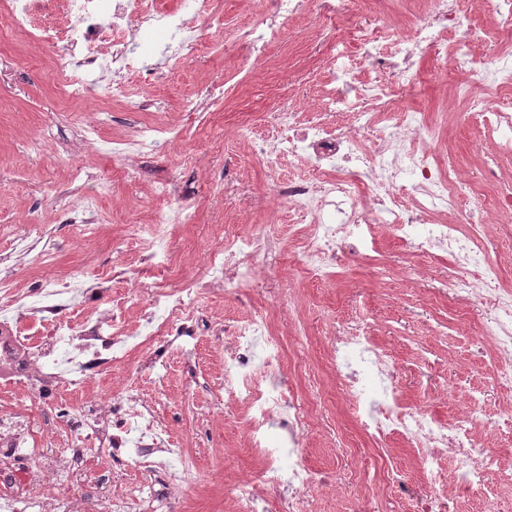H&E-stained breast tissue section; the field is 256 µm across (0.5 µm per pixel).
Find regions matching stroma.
<instances>
[{
  "mask_svg": "<svg viewBox=\"0 0 512 512\" xmlns=\"http://www.w3.org/2000/svg\"><path fill=\"white\" fill-rule=\"evenodd\" d=\"M464 5L480 20L477 52L512 46V22L493 17L485 0H464ZM261 6L262 0H216L218 18L209 31V44L182 71H162L149 81L107 74L102 82L91 83L79 102L64 98L48 70L56 55L54 49L26 46L21 35L0 40V224L42 226L57 243L55 271L70 272L89 265L111 277L116 288L125 287L130 277L151 287L176 285L189 277L175 254L143 265L127 227L129 206H139L144 214L156 207L157 180L172 181L179 203L196 212V223L174 230L180 246L196 256H204L212 247L213 227L223 223L226 215H234L246 226L273 225L274 240L257 279L235 296H205L193 338L194 377L185 376L180 362L172 364L158 412L173 439L191 449L197 461L198 482L173 496L168 512H235L236 482L257 477L245 407L218 387L224 372L225 340L215 331L247 320L258 311H276L277 298L287 289L294 293L301 332L292 334L284 312H276V327L283 332V346L288 351L296 348L299 335L310 336L311 343L304 352L319 373L326 400L323 417L305 442L307 461L320 470L340 466L349 472L347 482L313 491L311 512H404L406 502L399 492L380 494L364 485L368 443L336 395V381L325 368L324 341L344 323L366 320L393 357L408 402L450 422L467 412L469 394L484 390L488 399L481 411L496 417L512 411V389L500 385L495 360L489 349L479 344L492 315L448 297L445 287L453 264L450 256L413 257L405 243L383 224L375 229L377 253L343 257L330 283L309 279L297 260L300 228L290 224L286 207L272 195L273 180L302 175V163L286 158L276 173H269L239 140L237 129L244 120L255 135H263L267 105L257 95L270 83L286 89L293 111L321 108L322 92L337 75L358 76L355 52L348 46L357 21L371 15L402 30L423 5L421 0H384L376 6L366 0L358 11L348 13L340 8L332 15L310 8L256 67L252 96L232 87L223 112L212 116L205 111H184V102L198 99L206 84L224 80L225 40ZM415 70L410 86L396 88L395 107L423 111L438 132L440 154L458 155L462 176L482 196H489L481 167L494 153V141L484 136L456 101L454 74L439 69L432 53L419 57ZM144 99L154 100L156 111L162 112L179 139L173 154L142 157L137 180L129 182L114 172L109 147L113 137L130 135L140 122L148 120V113L134 108ZM102 110L109 119L90 152L80 141V128ZM34 128L40 130L46 145L45 152L38 155L25 148L26 137ZM71 151L87 167L113 173L102 201L103 221L96 239L87 246L77 240L55 197L56 190L71 185L67 158ZM462 210L482 223L486 235L497 238L494 257L502 269L504 285L512 286V239L500 237V216L485 206L474 208L468 200ZM87 393L115 399L134 393L147 398L153 395L154 387L148 380L120 369L97 377ZM340 440L350 448L344 458L336 455ZM106 472L111 473L116 489L145 476L128 459L93 458L88 462L84 489H91L98 475Z\"/></svg>",
  "mask_w": 512,
  "mask_h": 512,
  "instance_id": "1",
  "label": "stroma"
}]
</instances>
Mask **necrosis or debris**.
Wrapping results in <instances>:
<instances>
[{
    "label": "necrosis or debris",
    "instance_id": "necrosis-or-debris-1",
    "mask_svg": "<svg viewBox=\"0 0 512 512\" xmlns=\"http://www.w3.org/2000/svg\"><path fill=\"white\" fill-rule=\"evenodd\" d=\"M212 2L190 0L182 11L161 9L158 0H63L69 22L58 28L31 24L46 0H0V17H8L11 29L24 33L29 42L58 49L53 74L62 79L65 95L76 101L91 76L104 69L114 66L125 74L151 75V63L137 50L143 27L162 32L158 50L167 67L183 69L202 44L196 22L212 20ZM425 2V11L407 34L375 22L364 27L356 39L357 53L404 85L411 83L421 52L451 62L457 99L484 132L496 138L498 150L511 154L512 111L497 103L512 97V68L476 51L474 21L452 0ZM307 5L308 0H272L271 8L257 10L235 32V41L248 50L238 57V70H254L255 56L281 40ZM480 72L486 79L478 85L474 76ZM392 85L378 78L359 83L348 102L346 132L332 127L324 113L304 116L290 110L286 95L273 89L276 103L267 111L270 132L254 149L271 171L286 156L305 163L303 177L274 184L293 223L308 228L298 262L311 279L330 281L339 250L358 256L376 250L372 227L377 215H385L396 235L416 252L431 256L443 251L456 258L448 294L493 312L484 339L498 362L502 384L511 385L512 289L500 281V268L492 258L495 243L482 225L464 228L431 220L433 211L457 209L473 189L455 168L441 164L435 135L426 131L422 112L410 110L393 120ZM170 143L166 123L145 122L130 138L113 141L112 155L131 178L136 173L132 157L163 153ZM72 177L82 183V193L59 192L58 201L76 217L78 235L88 239L102 219L101 191L112 176L77 162ZM175 194L171 182L160 183L161 203L142 241L146 259L170 252L175 225L195 221L194 212L174 204ZM271 243L262 228L225 230L206 253L205 284L147 292L137 286L113 296L105 308L82 315L77 309L86 303L89 280L102 287L105 278L81 267L62 277H46L31 290L20 286L14 267L0 256V390L16 395L13 403L0 408V512H163L170 495L185 491L196 462L173 440L158 413L157 399L131 394L115 403L91 397L71 406L63 399L84 392L92 376L126 367L135 355L142 359V370L155 380L164 379L167 362L156 344L166 343L192 357L195 348L187 338L194 333L201 298L209 290L236 295L248 287ZM0 244L13 252L37 253L46 264L55 251L42 228L32 224H0ZM133 307L142 317L136 335L125 328L126 313ZM284 359L270 317H251L235 326L234 340L224 350L221 387L248 408L247 431L262 483L287 492L288 512H310L307 493L321 486L322 477L307 464L304 442L324 411V401L282 387L279 370ZM327 361L362 435L379 448L396 436L417 452L430 483L413 496L414 512H448V493L439 486L442 449L455 478L484 502L487 512H512V499H502L498 492L502 483H512V469L497 449L485 447L473 435L480 396H471V414L451 423L407 403L396 366L364 323L349 322L337 329L327 342ZM368 373L379 379V393L366 388ZM52 404L61 405L62 418L49 428L43 413ZM285 451L295 458L286 469L280 464ZM94 453L132 459L149 477L123 490L101 489L91 503L81 495L63 493V486L81 480L83 464Z\"/></svg>",
    "mask_w": 512,
    "mask_h": 512
}]
</instances>
